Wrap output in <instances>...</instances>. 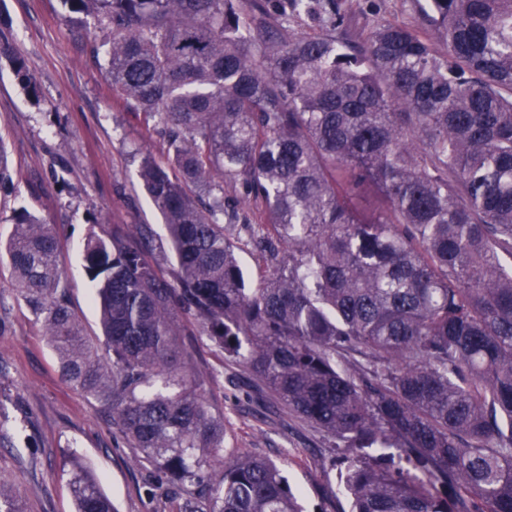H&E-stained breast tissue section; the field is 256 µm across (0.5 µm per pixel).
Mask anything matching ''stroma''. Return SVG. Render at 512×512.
I'll return each mask as SVG.
<instances>
[{
	"instance_id": "1",
	"label": "stroma",
	"mask_w": 512,
	"mask_h": 512,
	"mask_svg": "<svg viewBox=\"0 0 512 512\" xmlns=\"http://www.w3.org/2000/svg\"><path fill=\"white\" fill-rule=\"evenodd\" d=\"M358 33L387 24L425 28L426 0H347ZM110 35L70 13L62 0H0V139L16 191L0 196V241L13 232L15 210H35L60 245L65 299L83 336L101 335L94 288L84 268L92 219L104 225L160 227L138 178L140 152L160 153L142 117L118 105L108 85ZM31 78L23 84L12 62ZM194 362L207 376L206 395L224 412L227 459L275 461L304 512H344L338 470L327 464L334 441L275 401L258 406L241 367L206 337H195ZM87 463L118 512H163L168 495L134 466L131 450L101 403L61 376L43 323L0 263V474L24 512H74L67 471Z\"/></svg>"
}]
</instances>
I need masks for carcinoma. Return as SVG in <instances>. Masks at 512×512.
Wrapping results in <instances>:
<instances>
[{"label":"carcinoma","mask_w":512,"mask_h":512,"mask_svg":"<svg viewBox=\"0 0 512 512\" xmlns=\"http://www.w3.org/2000/svg\"><path fill=\"white\" fill-rule=\"evenodd\" d=\"M64 2L109 30L112 89L162 140L138 176L174 264L148 224L90 225L101 355L52 226L21 208L5 250L62 377L171 512H303L275 462L225 461L195 334L338 441L349 512H512V0H428L442 53L402 25L350 38L336 0L300 34L307 0ZM226 222L259 235L254 288ZM69 487L76 512H117L87 466ZM0 512H23L2 477Z\"/></svg>","instance_id":"cac0c4a2"}]
</instances>
